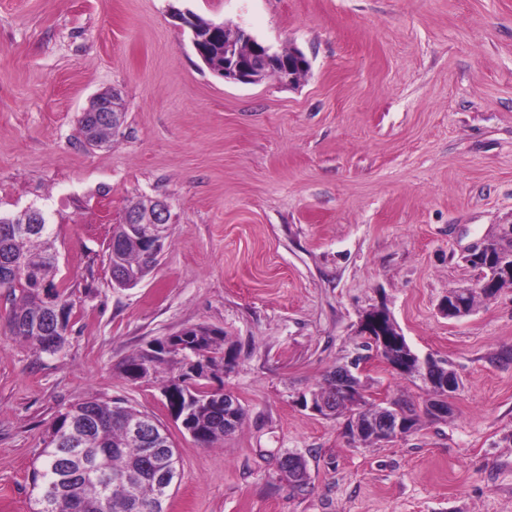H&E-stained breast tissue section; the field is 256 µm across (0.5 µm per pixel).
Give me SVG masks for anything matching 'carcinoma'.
<instances>
[{
    "label": "carcinoma",
    "instance_id": "obj_1",
    "mask_svg": "<svg viewBox=\"0 0 512 512\" xmlns=\"http://www.w3.org/2000/svg\"><path fill=\"white\" fill-rule=\"evenodd\" d=\"M107 261L112 271H133L144 279L158 257L146 252L140 242L116 227L108 245ZM58 271L55 237L51 225L42 224L36 231L17 236L15 225L0 223V291L10 302L8 318L12 335L37 351L55 354L66 342V329L72 304L57 290ZM47 284L54 297L66 308L63 331L52 336H36L29 330L34 320L43 319L50 310L37 286ZM168 343L160 356L142 349L125 360L118 370L129 382H146L165 370L163 386L177 390L181 405L190 410L183 429L198 443L210 446L227 435L226 427L237 429L245 418V409L237 404L224 407L221 388L208 386L226 372V336L206 325H191L182 335L155 340ZM334 370L316 388V395L332 400L331 416L346 414V433L354 436L356 416L374 417L384 409L375 405L366 413L346 408L336 400L337 374ZM146 424L141 440L130 438L131 421ZM39 466L32 472L36 490L34 512H165L164 503L170 487L179 479L175 448L166 430L123 399H82L59 413L52 422ZM293 487L303 492L309 485L306 462L297 459V468L281 470Z\"/></svg>",
    "mask_w": 512,
    "mask_h": 512
}]
</instances>
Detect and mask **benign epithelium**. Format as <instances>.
<instances>
[{
	"instance_id": "obj_1",
	"label": "benign epithelium",
	"mask_w": 512,
	"mask_h": 512,
	"mask_svg": "<svg viewBox=\"0 0 512 512\" xmlns=\"http://www.w3.org/2000/svg\"><path fill=\"white\" fill-rule=\"evenodd\" d=\"M194 49L205 65L220 76L242 83H259L268 76L276 77L280 82L294 84L299 78V71L309 64L306 56L297 48L291 50L287 58L282 51L274 49L256 40L251 34L225 22H211L209 26L194 33L192 40ZM87 125L85 134L86 144L99 147L102 141L96 136V129L101 125L112 128L116 135L124 124V112L118 102V96L112 92L97 96L90 107L82 115ZM169 206L159 198H149L133 209L126 212L122 224L124 227L136 230L138 239L148 251L159 254L163 251L167 232ZM12 223L22 224L19 234L25 235L31 226L45 224L47 220L40 209L27 208L23 210L21 219H13ZM512 239V224L498 225V231L485 239L479 247L467 256V261H476L487 256L492 262L500 258L498 268L502 272L496 274L494 282L500 284L512 280V264H508L505 255L493 254L491 243L501 239ZM473 293L471 288H460L448 293L447 303L443 310L450 319H458L469 313L468 298ZM359 335L367 336L374 345V352L381 354L385 350L394 352L406 349L405 337L400 332L394 319L384 309H371L362 316ZM434 359L425 356L414 362L407 357L390 365L393 370L410 377H418L428 385L430 391L438 395L450 394L460 385L456 376L440 377L433 369ZM338 398L346 399L354 407H362L363 399L355 384L353 373L346 371L338 376ZM383 442H389L410 433L408 423L398 413L385 410L383 414L358 424Z\"/></svg>"
}]
</instances>
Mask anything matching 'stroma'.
Wrapping results in <instances>:
<instances>
[{
  "label": "stroma",
  "mask_w": 512,
  "mask_h": 512,
  "mask_svg": "<svg viewBox=\"0 0 512 512\" xmlns=\"http://www.w3.org/2000/svg\"><path fill=\"white\" fill-rule=\"evenodd\" d=\"M299 48L295 85L227 81L174 11ZM120 133L87 146L90 100ZM159 197L154 269L115 287L106 248L130 202ZM49 216L73 304L64 349L17 340L0 298V512H32L30 474L59 411L96 396L153 414L179 454L167 512H512V288L448 318L466 260L512 223V0H0V213ZM387 309L413 351L462 380L447 416L390 442L351 439L298 402ZM193 324L237 350L223 387L246 410L211 447L160 382L119 364ZM379 400L422 404L379 357ZM304 456L307 492L278 470ZM118 100L115 92L102 94L97 96L90 107L84 111L82 120L87 125L86 134L84 126H82V129L88 146L99 147L104 144V142L99 140L95 132L101 125L110 126L112 128V136L119 133L124 124V112H122ZM107 126L98 129V136L102 139H107L108 135L111 134Z\"/></svg>",
  "instance_id": "35a3bbf8"
}]
</instances>
